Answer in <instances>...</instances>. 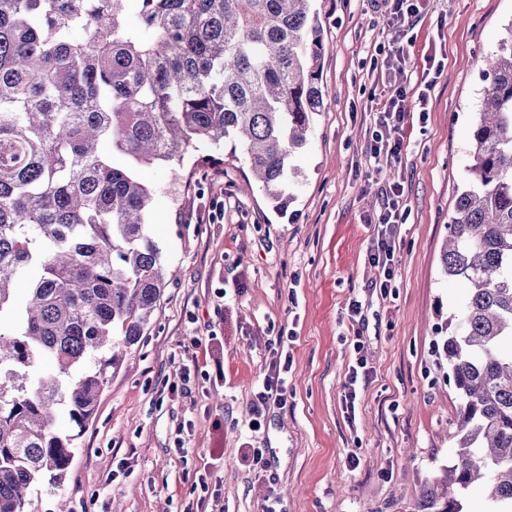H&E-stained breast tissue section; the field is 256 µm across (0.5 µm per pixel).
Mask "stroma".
Returning a JSON list of instances; mask_svg holds the SVG:
<instances>
[{
  "label": "stroma",
  "mask_w": 512,
  "mask_h": 512,
  "mask_svg": "<svg viewBox=\"0 0 512 512\" xmlns=\"http://www.w3.org/2000/svg\"><path fill=\"white\" fill-rule=\"evenodd\" d=\"M323 33L326 111L314 117L291 202L276 212L233 141L182 165L142 167L153 234L171 276L145 336L129 347L95 417L77 431L65 481L33 512H186L204 493L224 512H412L422 484L455 459L457 394L442 352L449 315L467 290L441 273V246L468 163L470 127L488 87L484 61L512 23V0H429L410 38L370 0H314ZM404 45V73L381 78L377 47ZM442 59L426 104L403 131L401 164L370 156L374 101ZM401 183L402 225L387 292L368 261L382 192ZM358 314H350V303ZM288 343V404L252 430L250 400ZM362 351H355V343ZM373 374L348 421L343 386L357 353ZM196 360L189 381L180 363ZM263 451L265 467L252 462ZM357 465H350L349 456Z\"/></svg>",
  "instance_id": "1"
}]
</instances>
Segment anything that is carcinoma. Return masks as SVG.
I'll return each mask as SVG.
<instances>
[{
  "instance_id": "1",
  "label": "carcinoma",
  "mask_w": 512,
  "mask_h": 512,
  "mask_svg": "<svg viewBox=\"0 0 512 512\" xmlns=\"http://www.w3.org/2000/svg\"><path fill=\"white\" fill-rule=\"evenodd\" d=\"M312 0H0V512L58 488L165 288L138 168L236 143L281 203L325 110ZM471 126L440 257L468 289L443 351L457 457L413 512H512V22ZM125 163L118 165L114 156ZM34 270L27 294L17 277Z\"/></svg>"
}]
</instances>
